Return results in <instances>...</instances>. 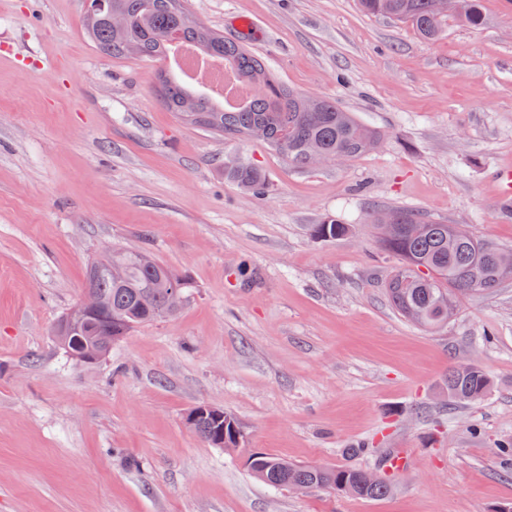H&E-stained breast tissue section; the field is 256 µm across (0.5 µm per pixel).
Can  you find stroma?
<instances>
[{"label":"stroma","instance_id":"35a3bbf8","mask_svg":"<svg viewBox=\"0 0 512 512\" xmlns=\"http://www.w3.org/2000/svg\"><path fill=\"white\" fill-rule=\"evenodd\" d=\"M296 91L381 135L346 163L299 168L264 143L188 124L158 67L93 47L86 0H0V512H503L512 507V282L463 299L428 332L399 316L369 226L420 211L512 248L491 171L512 168V0L424 41L357 0H188ZM248 20V30L234 19ZM245 162L263 194L225 178ZM353 225L333 242L306 228ZM187 275L180 312L81 363L53 328L112 245ZM492 381L443 392L453 363ZM206 404L243 440L203 442ZM405 449L392 492L272 489L253 453L373 466L359 442ZM448 398L457 404H470L484 399L491 390L487 373L471 364H454L448 369L445 384Z\"/></svg>","mask_w":512,"mask_h":512}]
</instances>
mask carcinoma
<instances>
[{"mask_svg": "<svg viewBox=\"0 0 512 512\" xmlns=\"http://www.w3.org/2000/svg\"><path fill=\"white\" fill-rule=\"evenodd\" d=\"M107 9L87 18L92 42L111 55H135L165 64L174 47L172 40L193 45L199 52L224 62L246 86L258 85L262 92L227 109L224 100L203 94L169 68L160 71L166 107L182 120L237 139H258L275 147L296 166L308 167L314 152L343 154L349 159L373 149L380 140L375 129L361 123L353 113L323 97L294 92L273 79L264 61L245 45L227 40L209 29L190 24L189 10L178 0H107ZM435 0H358L369 15H382L410 24L425 40L435 39L443 17L436 14ZM125 16L121 29L112 26L111 14ZM224 176L247 190L263 189L258 169L244 164L227 166ZM380 249L393 261L385 281L389 299L405 319L427 329L447 323L458 303L470 294L493 292L512 280V248L471 232L459 233L451 224L435 222L413 211L376 212L372 220ZM311 238L320 241L349 235L351 225L335 220L311 224ZM119 266L124 278L117 282L109 269ZM99 273H87L83 292L102 298L99 313L69 334L61 348L75 352L112 343L135 326L154 320L153 311L167 300L170 291L188 292L191 279L154 260L146 252H127L114 246L91 262ZM448 398L457 404L484 399L491 390L487 373L471 364H454L445 384ZM224 428V447L238 445L241 433L235 418L224 412L200 419L194 432L213 443L218 428ZM251 474L273 489L311 492L332 489L350 497L375 499L390 493L384 478L350 466L326 467L292 464L268 453H254L248 464Z\"/></svg>", "mask_w": 512, "mask_h": 512, "instance_id": "carcinoma-1", "label": "carcinoma"}]
</instances>
